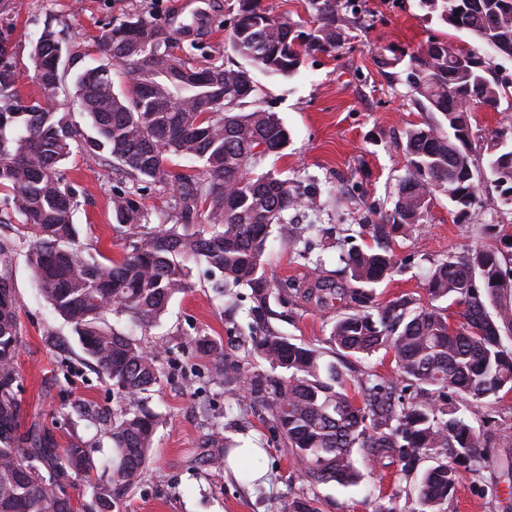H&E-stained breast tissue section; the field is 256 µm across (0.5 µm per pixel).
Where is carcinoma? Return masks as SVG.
Instances as JSON below:
<instances>
[{
  "label": "carcinoma",
  "instance_id": "carcinoma-1",
  "mask_svg": "<svg viewBox=\"0 0 512 512\" xmlns=\"http://www.w3.org/2000/svg\"><path fill=\"white\" fill-rule=\"evenodd\" d=\"M318 25L310 31L288 18H275L260 0H238L227 39L231 50L267 74L289 77L306 57L340 47L348 36L350 0H308ZM420 8L490 47L487 57L462 54L432 39L415 51L392 46L379 63L403 65L419 107L443 121L406 130V157L393 207L360 224L347 238L372 244L340 255L342 280L318 276V224H288V211L316 205V196L293 192L288 180L253 170L288 142L275 113L241 111L256 91L244 66L193 67L170 52L171 35L144 14L105 29L98 49L110 61L86 69L76 83L84 129L75 113L53 106L23 105L19 75L9 62L13 46L0 33V192L7 209L0 224L18 220V243L0 242V512H75L67 491L71 479L94 467L80 443L60 449L45 429L21 431L22 405L16 369L20 304L12 281V252L20 245L42 297L77 336L99 374L112 383L122 406L107 418L112 440V477L91 483L86 512H115L143 478L160 416L145 394L159 384L169 363L165 342L147 343L116 326L125 319L147 334L170 301L191 287L190 262H203L218 276L213 288L222 302L232 288L250 290L255 309L274 314L287 283L265 268L269 237L282 231L289 246L310 264L318 302L348 300V311L331 327L329 343L343 357L360 359L380 350L393 356L398 375L348 377L322 349L293 343L267 327H248L251 359L270 371L252 373L241 361H224L223 346L205 337L194 344L217 359L227 400L247 389L270 413L272 427L307 481L356 485L362 479L354 455L388 457L403 474L415 473L432 454L444 458L416 483V512H447L463 466L478 475L487 464V445L466 415L512 391V253L475 249L450 256L429 269L430 302L402 294L383 305L374 291L396 265L394 246L424 223L433 192L447 194L462 215L476 200L471 156L470 105L498 109L505 86L491 60L512 61V0H419ZM64 47L56 31L43 30L33 46L38 85L47 93L60 82L55 69ZM127 85L113 90L111 68ZM493 154L494 187L512 206V137ZM112 162L128 180L175 186L171 211L151 224L139 189L112 196L113 230L128 241L115 260L79 242L73 214L77 191L58 166L72 149ZM202 163L197 174L181 173L173 158ZM452 299L461 321L451 324L434 305ZM115 319L109 323L108 318ZM224 425L213 422L208 442L224 446L211 464L221 468L233 445ZM279 512H317L313 502L286 497Z\"/></svg>",
  "mask_w": 512,
  "mask_h": 512
}]
</instances>
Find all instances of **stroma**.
I'll use <instances>...</instances> for the list:
<instances>
[{
  "label": "stroma",
  "instance_id": "35a3bbf8",
  "mask_svg": "<svg viewBox=\"0 0 512 512\" xmlns=\"http://www.w3.org/2000/svg\"><path fill=\"white\" fill-rule=\"evenodd\" d=\"M179 0H0V31L9 33L11 58L20 74L23 103L41 101L45 93L30 76L32 47L45 28H52L65 47L62 79L53 93L55 107L78 111L76 81L105 58L96 47L103 29L129 16L149 12L155 22L172 30V53L190 65L240 66L242 60L226 46L237 0H205L198 19L179 14ZM360 19L336 51L305 59L290 77L253 70L257 87L248 109L276 113L289 133L287 145L266 157L262 168L287 179L302 192L317 193L314 207L297 211L298 224H319L326 233L319 245L325 273L338 267L346 228L362 223L370 206L391 208L406 158L398 144L413 126L437 123L440 115L415 104L401 69L380 68L381 48L395 45L407 51L430 39H443L464 50L485 55V47L463 31L426 14L419 0H354ZM472 156L484 163L488 138L512 127V101L498 110L474 108ZM62 174L79 192L73 220L80 239L99 252L119 258L124 242L113 230L112 195L125 186L111 163L72 153ZM472 217L458 216L443 193H435L425 223L396 247L397 266L376 290L377 303L410 294L425 297V277L433 265L469 249L499 246L502 234H512V206L503 205L493 184L480 182ZM13 283L20 301L21 346L16 359L22 386V424L39 422L58 447L79 441L95 461L90 477L74 480V494L87 482L109 480L112 457L104 426L77 418L76 405L115 409L119 402L111 384L95 371L78 339L41 297L24 249L12 255ZM267 269L275 280L307 285L309 270L280 239H272ZM193 287L176 296L153 337L166 341L181 366L167 371L150 394V407L160 414L147 473L124 498L120 512H277L283 497L313 500L319 512H416V478L398 471L386 458L357 454L364 474L355 486L301 480L281 438L272 431L268 411L247 391L227 403L222 386L212 384V356L195 351L192 340L205 336L224 347V356L244 355L241 330L252 322L248 289L238 291L234 310L215 300L204 266L193 265ZM271 330L297 343L328 351L330 329L341 305L320 307L296 295L274 304ZM219 416L224 433L243 446L264 448L262 483L244 485L223 470L210 467L217 456L205 447L208 414ZM471 415L488 438L490 463L482 475L464 474L448 512H512V483L503 472L512 465V392L499 393L489 405L472 407Z\"/></svg>",
  "mask_w": 512,
  "mask_h": 512
}]
</instances>
